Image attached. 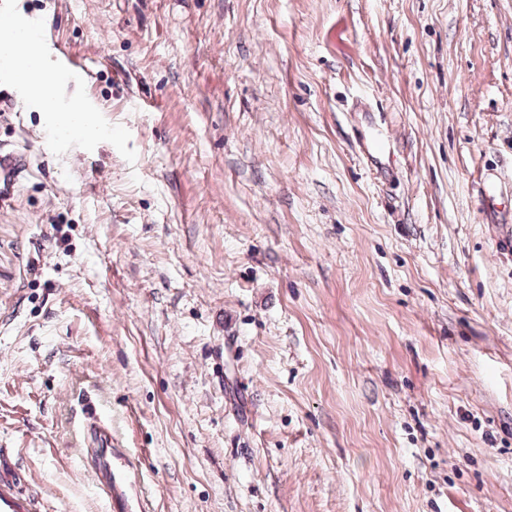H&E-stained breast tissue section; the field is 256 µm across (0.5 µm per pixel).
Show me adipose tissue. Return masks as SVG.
<instances>
[{
  "instance_id": "1",
  "label": "adipose tissue",
  "mask_w": 512,
  "mask_h": 512,
  "mask_svg": "<svg viewBox=\"0 0 512 512\" xmlns=\"http://www.w3.org/2000/svg\"><path fill=\"white\" fill-rule=\"evenodd\" d=\"M0 67L15 73L40 111L49 113L60 137L88 136L93 122L83 109L61 108L54 90L45 79L41 40L20 20L0 16Z\"/></svg>"
}]
</instances>
